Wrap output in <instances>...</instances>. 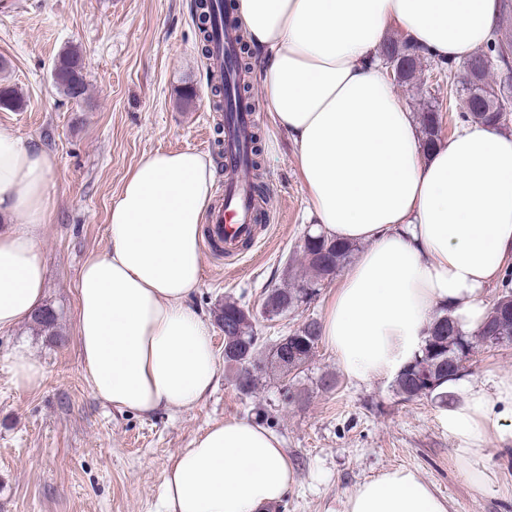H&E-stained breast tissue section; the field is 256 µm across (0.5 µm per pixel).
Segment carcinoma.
Masks as SVG:
<instances>
[{
  "instance_id": "carcinoma-1",
  "label": "carcinoma",
  "mask_w": 512,
  "mask_h": 512,
  "mask_svg": "<svg viewBox=\"0 0 512 512\" xmlns=\"http://www.w3.org/2000/svg\"><path fill=\"white\" fill-rule=\"evenodd\" d=\"M381 55L393 59L399 70L397 81L407 83L413 80L423 60L425 52L404 37H392L381 48ZM512 57V42L508 39L493 37L487 50L476 53L461 68L440 64L437 71L441 77L436 82L448 86V99L456 98L459 85L465 90L477 92L466 109L448 105V111L456 114L459 121L482 125H500L506 120V113L512 112V97L495 94L494 87L488 82L494 63L509 66ZM236 68L224 73V86L231 84L241 88V75L249 72V66L243 57H237ZM53 84L66 96L77 99L85 94L86 76L80 54L71 49L62 53L54 63ZM423 147L428 150L441 140L444 115L439 104H430L420 115ZM353 251V245L329 239L323 235L311 234L302 245L300 266L305 272L298 275L293 288H272L268 290L264 305L276 310L288 311L313 300L319 292L321 282L329 280L344 267ZM226 334L230 337L228 345L251 356H256L258 337L255 336L250 312L235 301L224 302L221 310ZM34 320L48 334H54L57 314L51 307L38 313ZM502 343L512 340V307L483 323L471 332L461 330L451 317L448 308L439 309L434 315L429 336L421 352L414 357L395 380V391L405 400L430 397L446 407L454 403V397L448 393H439L437 389L449 379L448 358L458 356L468 348L475 350L487 345L491 338ZM321 340V324L312 318L302 327L283 337L280 351L271 359L281 373L290 374L303 368L311 359ZM224 362L237 368V377L247 382L253 389L259 382V373L265 369L264 359L255 360L253 371H243V366L229 359Z\"/></svg>"
}]
</instances>
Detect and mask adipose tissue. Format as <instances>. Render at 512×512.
Here are the masks:
<instances>
[{
  "label": "adipose tissue",
  "instance_id": "obj_1",
  "mask_svg": "<svg viewBox=\"0 0 512 512\" xmlns=\"http://www.w3.org/2000/svg\"><path fill=\"white\" fill-rule=\"evenodd\" d=\"M261 63L264 103L295 146L317 233L361 250L338 282L321 336L355 381L396 377L418 354L433 312L459 327L485 317V296L512 261V134L466 125L430 152L414 112L382 74L390 26L441 62L492 39L500 0H237ZM53 155L0 129V329L41 309L39 240ZM211 160L156 151L126 176L109 210L110 246L84 264L77 328L93 393L125 412L197 406L220 371L210 327L190 300L203 266ZM456 461L477 494L498 484L488 445L512 446V374L485 390L443 384ZM295 482L283 442L232 418L195 436L163 471V512H268ZM340 512H451L418 473L362 482Z\"/></svg>",
  "mask_w": 512,
  "mask_h": 512
}]
</instances>
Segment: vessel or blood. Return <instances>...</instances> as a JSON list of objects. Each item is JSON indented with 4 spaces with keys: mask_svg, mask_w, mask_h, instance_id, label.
<instances>
[{
    "mask_svg": "<svg viewBox=\"0 0 512 512\" xmlns=\"http://www.w3.org/2000/svg\"><path fill=\"white\" fill-rule=\"evenodd\" d=\"M210 42L207 67L216 79H223L237 49L234 30L224 24L223 0H212L208 23ZM253 115L233 112L224 125V171L221 203L211 212L207 224L208 238L225 255H237L241 246L252 239L262 221L266 203L253 188L248 177L251 163L249 132Z\"/></svg>",
    "mask_w": 512,
    "mask_h": 512,
    "instance_id": "b4317fda",
    "label": "vessel or blood"
}]
</instances>
